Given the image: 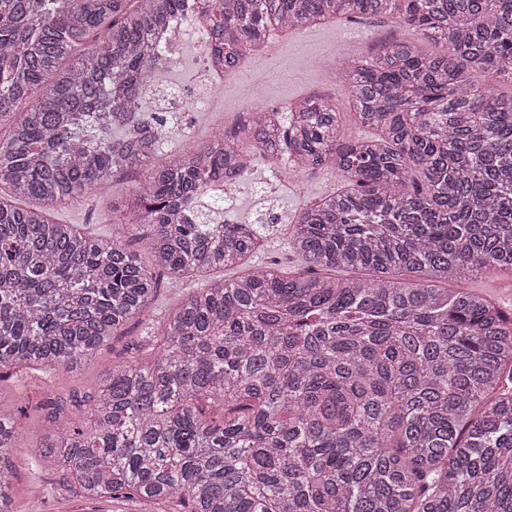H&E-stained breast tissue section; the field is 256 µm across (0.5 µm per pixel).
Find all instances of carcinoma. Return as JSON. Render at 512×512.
<instances>
[{"instance_id": "1", "label": "carcinoma", "mask_w": 512, "mask_h": 512, "mask_svg": "<svg viewBox=\"0 0 512 512\" xmlns=\"http://www.w3.org/2000/svg\"><path fill=\"white\" fill-rule=\"evenodd\" d=\"M196 5L226 73L341 19H386L437 50L396 38L330 67L369 136L345 139L343 109L312 93L147 169L106 240L46 208L155 153L164 116L136 108L185 0H0L1 368L70 371L145 314L161 277L263 250L271 224H212L196 205L252 153L343 182L291 224L306 270L270 263L187 293L83 394L87 423L62 427V396L40 403L37 463L84 500L178 512H512V318L434 285L512 272V96L480 80L512 86V0ZM17 436L0 409V512Z\"/></svg>"}]
</instances>
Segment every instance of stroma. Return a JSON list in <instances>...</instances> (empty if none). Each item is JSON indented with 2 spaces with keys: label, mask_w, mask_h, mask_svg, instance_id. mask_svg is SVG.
Here are the masks:
<instances>
[{
  "label": "stroma",
  "mask_w": 512,
  "mask_h": 512,
  "mask_svg": "<svg viewBox=\"0 0 512 512\" xmlns=\"http://www.w3.org/2000/svg\"><path fill=\"white\" fill-rule=\"evenodd\" d=\"M393 37L412 42L425 53L434 49L433 44L415 30L395 27L384 19H362L345 25L338 21L327 22L300 33L274 37L260 56L249 57L246 67L229 74L223 88L212 93L207 109L183 113L181 122L190 130V137L173 134L154 156V164L183 153L189 139L203 140L237 127L246 109L253 104L246 98L251 76H260L263 81L264 95L255 103L263 108L285 106L311 93L339 101L343 93L331 79L329 65L349 56L368 53L371 47ZM274 168L279 171V183L268 199L258 200L253 189L266 185ZM133 185L131 177H114L107 186L86 195L81 201L57 206L52 217L103 239H111L112 209L130 194ZM337 185L338 177L333 168L325 166L297 175L286 165H273L265 156L254 154L250 171L240 186L236 208L225 221L250 224L259 211L267 209L281 215L283 222L277 225L268 248L250 258L247 264L235 268L234 276L273 262L287 275L303 270L304 262L288 244L287 224ZM223 277V272L210 271L186 279L179 287L161 288L145 316L127 323L123 335L108 341L81 368L70 372L25 366L0 369V408L16 412V427L20 432L9 455L17 472L10 493L12 512H173L169 503L151 506L109 496L85 501L52 491V474L39 470L33 456L42 432L35 407L48 395H67L93 387L103 367L125 360L132 341L161 333L167 314L177 306L184 292L206 287ZM21 406L26 407V414H18L17 409Z\"/></svg>",
  "instance_id": "stroma-1"
}]
</instances>
